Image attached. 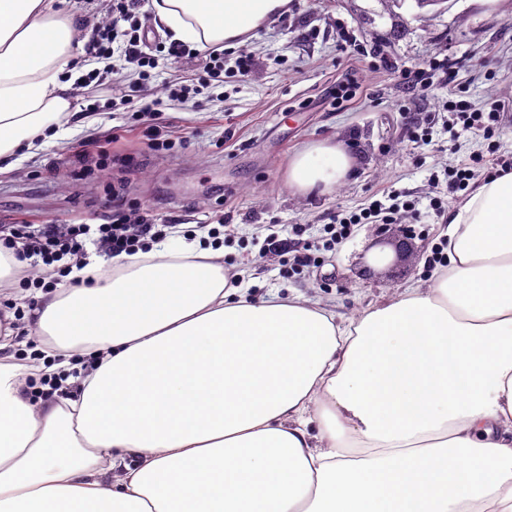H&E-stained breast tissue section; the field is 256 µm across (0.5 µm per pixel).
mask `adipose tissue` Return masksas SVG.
<instances>
[{"mask_svg": "<svg viewBox=\"0 0 512 512\" xmlns=\"http://www.w3.org/2000/svg\"><path fill=\"white\" fill-rule=\"evenodd\" d=\"M288 0H157L171 40L235 42ZM75 21L0 0V160L71 106ZM343 142L288 167L307 194ZM426 286L341 320L256 301L200 239L72 269L40 359L0 321V512H512V172L450 211ZM57 379L32 399L29 376Z\"/></svg>", "mask_w": 512, "mask_h": 512, "instance_id": "1", "label": "adipose tissue"}]
</instances>
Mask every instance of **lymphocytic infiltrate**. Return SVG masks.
Listing matches in <instances>:
<instances>
[{
  "label": "lymphocytic infiltrate",
  "mask_w": 512,
  "mask_h": 512,
  "mask_svg": "<svg viewBox=\"0 0 512 512\" xmlns=\"http://www.w3.org/2000/svg\"><path fill=\"white\" fill-rule=\"evenodd\" d=\"M139 7L140 0H112L113 20L97 28L85 45V54L92 59L107 60L113 53H120L138 74L136 82L129 86L130 92L144 97L145 83L158 67L159 60L145 50L140 35ZM118 19L126 22V29H116L114 22ZM447 112L451 120L461 123L464 129L481 133L486 138L495 134L496 111L471 110L456 90L448 92ZM397 213L396 207L385 208L380 203H372L338 223L326 225L327 243L332 247L341 244L358 224L391 223ZM168 234L167 225L132 224L121 216L107 224L0 225V242L11 249L16 260L22 262L25 285L36 288L45 287L46 275L55 271L59 263L84 267L89 250L108 257L145 253L155 243L166 239Z\"/></svg>",
  "instance_id": "lymphocytic-infiltrate-1"
}]
</instances>
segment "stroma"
Segmentation results:
<instances>
[{"label": "stroma", "mask_w": 512, "mask_h": 512, "mask_svg": "<svg viewBox=\"0 0 512 512\" xmlns=\"http://www.w3.org/2000/svg\"><path fill=\"white\" fill-rule=\"evenodd\" d=\"M342 28L381 51L388 67L341 51ZM243 50L253 67L241 76L235 60ZM445 58L456 62L473 108L512 101V0H290L242 46L225 48L223 81L210 80L201 59L166 61L150 81L152 93L163 96L176 82L192 93L159 112L142 111V99L129 97L133 71L113 58L99 111H87L84 88L73 87L63 126L0 171V225L102 224L118 211L131 223L174 224L187 235L220 228L224 267L243 273L252 299L299 293L338 314H359L429 281L443 228L431 199L451 209L487 169L473 164L468 189L451 195L433 175L472 164L492 146L512 159V112L499 114L490 144L443 124L448 87L440 77L421 93L403 85L401 73ZM347 76L354 93L335 101ZM157 132L173 140L172 149L152 147ZM425 133L427 145L419 141ZM327 140L344 142L353 172L330 190L293 194L291 158ZM393 194L414 208L387 235L359 224L339 248L323 249L324 225ZM274 235L287 247L270 251ZM302 250L312 257L305 267L294 262Z\"/></svg>", "instance_id": "1"}]
</instances>
